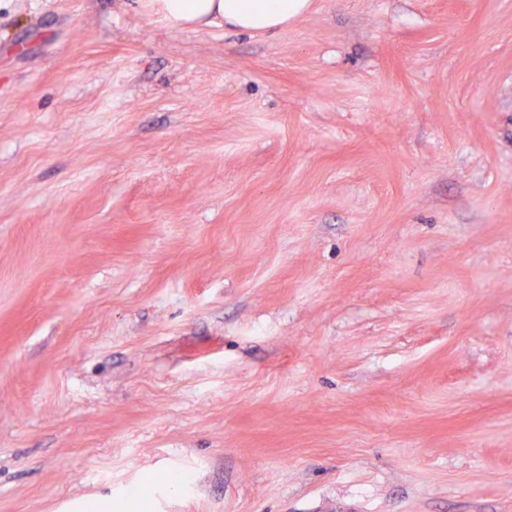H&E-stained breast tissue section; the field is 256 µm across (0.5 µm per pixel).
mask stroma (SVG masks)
Here are the masks:
<instances>
[{
	"label": "stroma",
	"mask_w": 512,
	"mask_h": 512,
	"mask_svg": "<svg viewBox=\"0 0 512 512\" xmlns=\"http://www.w3.org/2000/svg\"><path fill=\"white\" fill-rule=\"evenodd\" d=\"M0 512H512V0H0ZM174 27L227 26L277 33L310 12L311 0H147Z\"/></svg>",
	"instance_id": "stroma-1"
}]
</instances>
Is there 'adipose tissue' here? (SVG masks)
I'll return each instance as SVG.
<instances>
[{
    "label": "adipose tissue",
    "mask_w": 512,
    "mask_h": 512,
    "mask_svg": "<svg viewBox=\"0 0 512 512\" xmlns=\"http://www.w3.org/2000/svg\"><path fill=\"white\" fill-rule=\"evenodd\" d=\"M146 6L176 27L276 33L307 15L311 0H147Z\"/></svg>",
    "instance_id": "adipose-tissue-1"
}]
</instances>
